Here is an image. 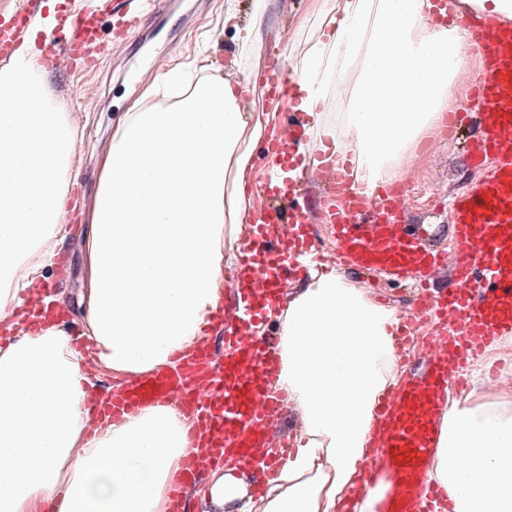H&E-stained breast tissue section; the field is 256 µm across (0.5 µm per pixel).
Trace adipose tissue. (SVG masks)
<instances>
[{
    "instance_id": "obj_1",
    "label": "adipose tissue",
    "mask_w": 512,
    "mask_h": 512,
    "mask_svg": "<svg viewBox=\"0 0 512 512\" xmlns=\"http://www.w3.org/2000/svg\"><path fill=\"white\" fill-rule=\"evenodd\" d=\"M331 3L335 26L290 61L296 89L265 115L239 108L250 78L163 63L96 145L88 195L72 177L82 118L45 85L54 14L36 15L0 66V512H170L171 478L193 453L194 419L172 404L92 424L73 324L51 317L58 299L43 286L62 252L80 255L75 325L96 348L98 376L172 368L224 297V230L248 218L253 148L276 112L308 116L292 135L296 155L332 144L376 188L458 107L466 13L512 22V0H309L308 12ZM335 89L348 98L333 126L324 112ZM276 319L273 386L302 412L298 448L258 498L251 471L212 461L194 492L205 512H338L373 442L396 311L332 272L302 284ZM429 475L456 512H512V410L452 402Z\"/></svg>"
}]
</instances>
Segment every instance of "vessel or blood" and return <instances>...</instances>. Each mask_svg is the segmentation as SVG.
Segmentation results:
<instances>
[{
  "label": "vessel or blood",
  "instance_id": "b4317fda",
  "mask_svg": "<svg viewBox=\"0 0 512 512\" xmlns=\"http://www.w3.org/2000/svg\"><path fill=\"white\" fill-rule=\"evenodd\" d=\"M28 22L25 15L0 21L1 57L15 48ZM67 31L63 49H51L52 59H76L90 68L103 62V55L87 50L100 40L98 15L76 18ZM472 40L484 63V79L476 89L480 110L474 150L491 157L492 163L452 202L454 250L431 249L420 226L402 223L403 188L367 194L348 159L320 175L326 192L322 207L336 235L337 260L361 271L383 272L395 281L424 283L441 268L455 270L450 291L423 297L422 314L436 318L424 350L425 365L420 370L408 367L381 398L374 448L348 490L354 502L385 484L377 512H454L447 490L428 479L448 404V380L463 375L471 358L512 338V25L477 19ZM293 90L292 72L280 64L273 67L261 94L273 97ZM310 236L306 212L293 207L289 193L272 190L265 211L252 222L240 264L254 266L263 258L273 267L256 270L248 281L232 273L230 282L246 301L270 298L275 279L291 272L288 250L278 249V242L304 249ZM211 321L224 329L223 362H214L207 347H198L184 354L175 370L136 378L99 407L108 420L170 403L196 415L190 436L195 452L172 479L171 512H183L185 486L212 458L234 456L271 480L291 453V437L278 425L290 399L268 390L281 367L277 338L248 335L247 313L237 305H220Z\"/></svg>",
  "mask_w": 512,
  "mask_h": 512
}]
</instances>
